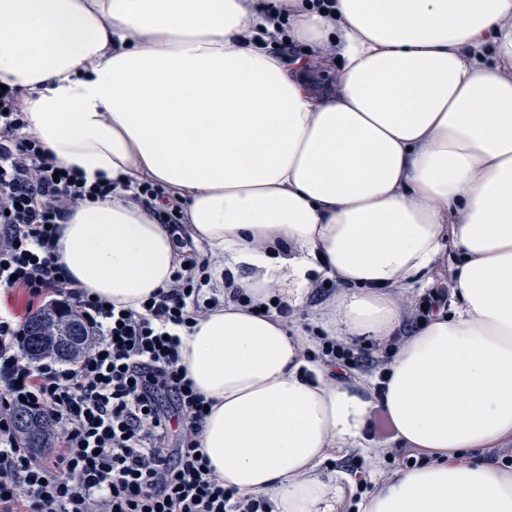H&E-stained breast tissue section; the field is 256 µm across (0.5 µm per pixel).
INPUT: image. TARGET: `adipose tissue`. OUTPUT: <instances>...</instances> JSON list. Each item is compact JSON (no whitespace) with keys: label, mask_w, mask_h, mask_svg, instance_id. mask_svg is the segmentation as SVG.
<instances>
[{"label":"adipose tissue","mask_w":512,"mask_h":512,"mask_svg":"<svg viewBox=\"0 0 512 512\" xmlns=\"http://www.w3.org/2000/svg\"><path fill=\"white\" fill-rule=\"evenodd\" d=\"M290 3L283 32L256 0H0V83L59 165L165 186L221 258L215 286L242 290L181 332L225 487L275 512H512V469L459 459L512 440V0ZM283 35L303 48L290 64L268 49ZM55 259L134 309L178 265L168 226L119 191L77 208ZM449 263L448 308L386 381L391 443L420 464L362 498L328 484L329 451L379 452L375 381L310 362L278 303L336 279L322 330L381 340L407 316L398 290Z\"/></svg>","instance_id":"adipose-tissue-1"}]
</instances>
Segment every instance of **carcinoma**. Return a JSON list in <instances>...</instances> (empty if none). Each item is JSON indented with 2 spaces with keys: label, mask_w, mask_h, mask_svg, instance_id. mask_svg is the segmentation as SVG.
<instances>
[{
  "label": "carcinoma",
  "mask_w": 512,
  "mask_h": 512,
  "mask_svg": "<svg viewBox=\"0 0 512 512\" xmlns=\"http://www.w3.org/2000/svg\"><path fill=\"white\" fill-rule=\"evenodd\" d=\"M89 335L79 315L48 307L34 312L23 325L22 350L36 362L46 356L76 361L88 347ZM18 438L32 453L41 455L52 445V426L40 414L20 406L12 413Z\"/></svg>",
  "instance_id": "obj_1"
}]
</instances>
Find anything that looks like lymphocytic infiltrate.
Returning <instances> with one entry per match:
<instances>
[{"label": "lymphocytic infiltrate", "instance_id": "f902f5d3", "mask_svg": "<svg viewBox=\"0 0 512 512\" xmlns=\"http://www.w3.org/2000/svg\"><path fill=\"white\" fill-rule=\"evenodd\" d=\"M25 127L18 88L0 90V286L84 315L91 343L78 361L32 363L21 352V323L0 315V512H273L267 496L239 498L225 488L196 440L209 410L179 365L176 330L220 308L204 291L212 258L178 241L170 284L138 310L75 288L54 260L60 226L82 203L111 197L116 185L60 170ZM166 196L151 182L129 193L175 229L184 220L180 203L154 209ZM404 341L395 333L371 353L322 335L316 358L383 376ZM22 404L49 418L51 456L19 443L11 412ZM177 419L193 439L170 450Z\"/></svg>", "mask_w": 512, "mask_h": 512}]
</instances>
